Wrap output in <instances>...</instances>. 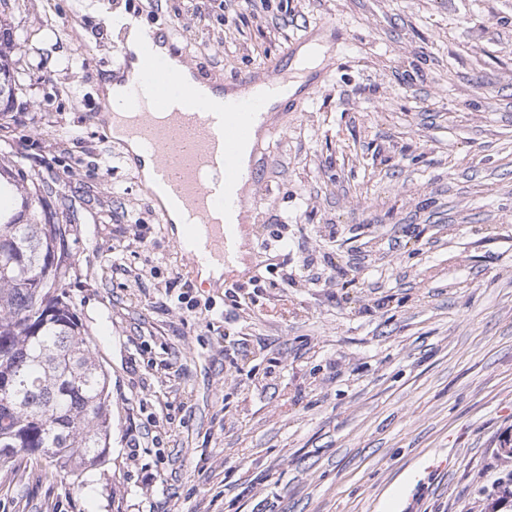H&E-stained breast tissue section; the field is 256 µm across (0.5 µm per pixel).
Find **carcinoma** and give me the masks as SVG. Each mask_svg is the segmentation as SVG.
I'll return each mask as SVG.
<instances>
[{"label":"carcinoma","instance_id":"carcinoma-1","mask_svg":"<svg viewBox=\"0 0 512 512\" xmlns=\"http://www.w3.org/2000/svg\"><path fill=\"white\" fill-rule=\"evenodd\" d=\"M12 0H0V112L18 90ZM66 199L20 175L0 146V469L48 458L75 472L101 463L111 435L109 378L63 281L75 260Z\"/></svg>","mask_w":512,"mask_h":512}]
</instances>
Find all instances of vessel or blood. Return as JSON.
I'll list each match as a JSON object with an SVG mask.
<instances>
[{
    "mask_svg": "<svg viewBox=\"0 0 512 512\" xmlns=\"http://www.w3.org/2000/svg\"><path fill=\"white\" fill-rule=\"evenodd\" d=\"M139 30L140 57H133L125 44L116 46L119 56L137 60L140 70L138 83L121 102L127 132L153 160L155 188L184 218L176 245L191 267L233 263V248L248 216L240 187L262 181L260 171L244 169L239 157L263 123L269 99H204L194 84L163 71L154 50L162 32ZM282 64V59L271 60L238 80H259L270 92L278 91L286 80Z\"/></svg>",
    "mask_w": 512,
    "mask_h": 512,
    "instance_id": "b4317fda",
    "label": "vessel or blood"
}]
</instances>
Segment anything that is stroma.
Instances as JSON below:
<instances>
[{
  "label": "stroma",
  "instance_id": "stroma-1",
  "mask_svg": "<svg viewBox=\"0 0 512 512\" xmlns=\"http://www.w3.org/2000/svg\"><path fill=\"white\" fill-rule=\"evenodd\" d=\"M121 2L227 80L325 22L347 36L253 160L257 281L211 287L89 119L119 64L111 0H20L0 139L69 200L63 287L112 435L76 478L44 458L0 470V512H512L494 490L512 471V0H224L205 20Z\"/></svg>",
  "mask_w": 512,
  "mask_h": 512
}]
</instances>
